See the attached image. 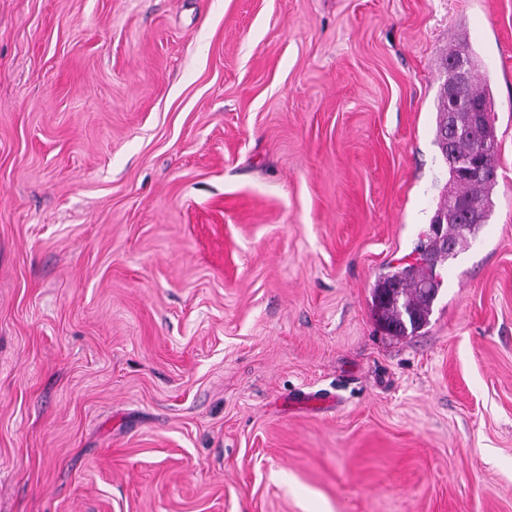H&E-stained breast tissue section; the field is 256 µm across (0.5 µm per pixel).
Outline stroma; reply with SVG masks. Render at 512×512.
Segmentation results:
<instances>
[{"label": "stroma", "mask_w": 512, "mask_h": 512, "mask_svg": "<svg viewBox=\"0 0 512 512\" xmlns=\"http://www.w3.org/2000/svg\"><path fill=\"white\" fill-rule=\"evenodd\" d=\"M458 44L494 207L394 336ZM0 512H512V0H0Z\"/></svg>", "instance_id": "35a3bbf8"}]
</instances>
